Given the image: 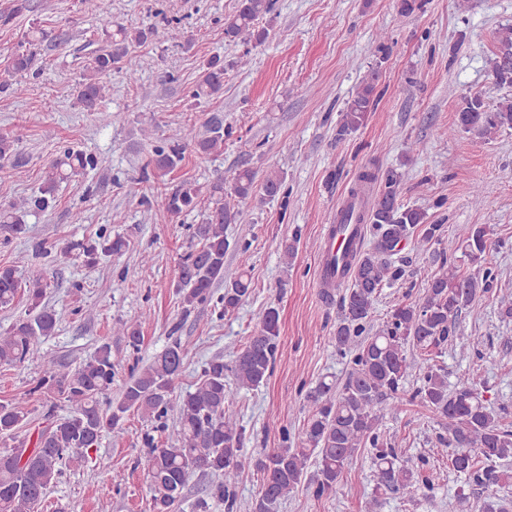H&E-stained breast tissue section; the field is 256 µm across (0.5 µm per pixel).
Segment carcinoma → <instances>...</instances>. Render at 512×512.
<instances>
[{"label": "carcinoma", "mask_w": 512, "mask_h": 512, "mask_svg": "<svg viewBox=\"0 0 512 512\" xmlns=\"http://www.w3.org/2000/svg\"><path fill=\"white\" fill-rule=\"evenodd\" d=\"M81 9L94 15L110 12L112 0H80ZM274 0H238L236 10L224 16V39L230 43L260 44L268 30L259 21L273 11ZM28 49L12 58L16 78L0 82V90L24 91L21 75L34 62L38 46L48 40V33L38 27L30 30ZM110 46L96 51L75 87L73 98L84 108L98 114L99 123L112 124L115 115L99 109L106 95V79L112 69L128 70L136 64L128 46L148 40L157 43L189 42L180 20L166 18L158 24L129 30L118 27L109 37ZM494 85L512 86V27H506L498 39V47L490 60ZM376 75L363 80L340 112L336 138L356 132L364 125L368 113L377 103ZM224 82V59L219 55L203 65L202 79L192 92L199 99L218 92ZM512 128V102L490 107L482 93L463 97L456 120L448 132L462 131L490 136L500 129ZM207 135L200 136L193 123H186L167 138L155 137L151 127L142 135L155 140L152 156L144 172L160 184L184 160L187 149L201 154L219 153L224 149L228 130L224 121L212 117L206 122ZM25 127L16 126L0 135V161H8L14 145L23 141ZM91 153L66 149L44 166L40 195L21 198L0 205V231L9 236L27 233L24 216L47 209L58 184L97 166ZM404 175L390 167L381 176L368 171L359 174L357 184L349 192V200L340 210L338 223L361 224V245L347 266L339 299L336 323V349L349 357V370L342 385L321 380L303 397L307 423L301 446H288L283 434L277 448H264L255 456L244 457V427L238 410L229 402L225 383L224 358L209 360L193 388L175 393L186 356V348L173 340L145 366L133 367L120 398L102 408L101 399L112 390L115 364L112 345L104 343L95 353L72 371L57 369L53 356L41 351V344L55 335L58 318L44 299L48 282L43 272L34 270L21 278L11 266L0 267V309L12 308L18 300L26 301L25 313L5 331L0 332V366L17 367L34 359L40 361L43 375L30 393L44 398L57 396L63 400L66 415L33 432L26 430L30 410L25 400L0 402V443L7 451L0 454V512H41L50 490L56 486L64 469L86 459L91 448L98 447L105 433L123 429L128 413L137 412L165 426L171 409L178 414L179 433L175 441L151 445L147 466L153 491V512H173L184 493L189 477L198 472L221 478L212 496L224 502L227 512H280L281 505L301 486L310 459L317 463L314 494L318 497L337 490L344 469L355 453L368 445L373 449L376 477L375 492L411 495L424 484L420 466L403 458L391 440L379 428L382 408L394 411L404 404V381L410 363L407 351L415 350L424 357L426 370L419 378L410 399L418 401L442 421L448 436L439 437L443 455L453 469L465 475L467 484L490 499L487 512H512V502L500 496L509 475L502 463L512 461V430H508L488 411L484 390L477 372L448 390V379L433 364L443 350L460 339L457 318L463 309L478 305L497 282L495 269L485 262L490 246L489 228L485 224H465L448 240L451 253L461 252L473 272H461L455 263L443 259L438 270L427 275L425 296L419 303H398L387 320L374 327L376 300L386 284L401 279L404 271L392 257L400 245L411 239L415 243L440 242L444 227L427 221L424 211L399 202ZM283 173L271 170L262 178L249 168L236 172L230 196L245 201L260 194L275 198L280 195ZM378 188L365 197V186ZM206 191L210 208L202 223L193 227L192 237L199 247L181 256L176 291L184 313L209 302L213 288L225 284L220 297L225 313L235 311L251 293L250 245L238 248L239 262L235 272L224 265L230 247L224 226L242 222L241 210L224 201V177L211 182ZM201 189L184 184L164 197L166 211L178 216L192 210ZM373 240L364 247V232ZM129 241L101 231L85 243H62L61 257L79 250L88 266L97 262L101 252L122 254ZM115 333L125 338L126 346L140 349L141 324L122 322ZM280 335L279 312L265 309L253 334L237 353L231 373L238 387L253 390L263 385L272 374ZM250 462L263 474L258 497L250 504L238 502L236 485L245 463Z\"/></svg>", "instance_id": "obj_1"}]
</instances>
